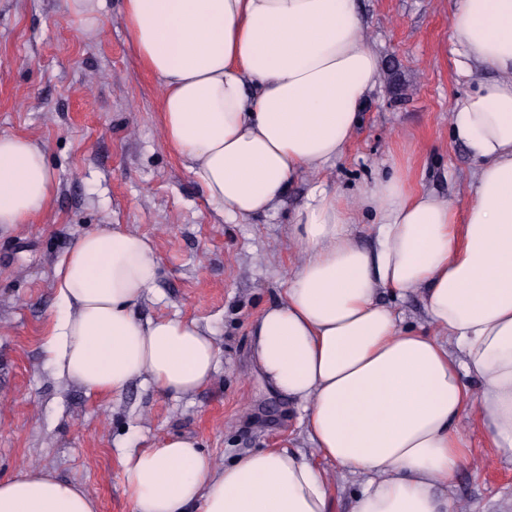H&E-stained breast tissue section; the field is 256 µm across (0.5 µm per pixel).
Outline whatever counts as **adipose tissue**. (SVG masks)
Masks as SVG:
<instances>
[{
    "label": "adipose tissue",
    "mask_w": 512,
    "mask_h": 512,
    "mask_svg": "<svg viewBox=\"0 0 512 512\" xmlns=\"http://www.w3.org/2000/svg\"><path fill=\"white\" fill-rule=\"evenodd\" d=\"M121 22L161 87L165 145L217 214H274L296 179L315 177L292 222L299 261L254 324L251 360L299 403L317 455L363 476L352 512H454L446 488L471 454L464 412L512 456V0H455L451 16L455 71L473 85L450 106L477 162L462 213L398 163L354 196L318 180L379 82L355 0H123ZM55 188L41 142L0 134V227L34 223ZM365 216L370 249L353 233ZM157 269L151 239L118 226L75 241L46 333L59 377L97 397L136 378L170 396L211 382L209 330L136 315ZM384 288L420 293L431 332L404 327ZM122 466L133 512H332L322 471L285 448L217 468L175 434ZM0 512H99V501L30 465L0 481Z\"/></svg>",
    "instance_id": "adipose-tissue-1"
}]
</instances>
